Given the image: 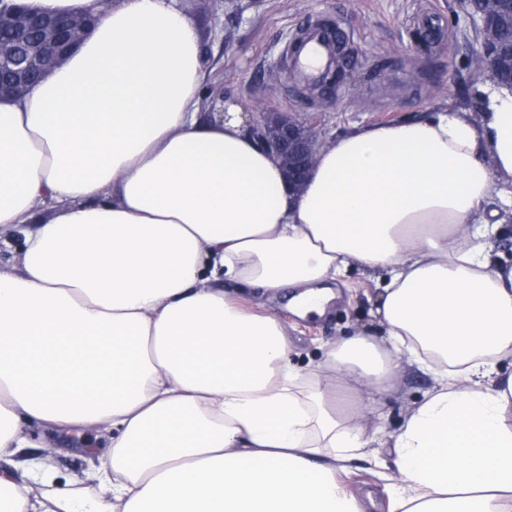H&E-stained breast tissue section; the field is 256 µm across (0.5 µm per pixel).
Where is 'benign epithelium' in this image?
I'll return each mask as SVG.
<instances>
[{"label":"benign epithelium","mask_w":512,"mask_h":512,"mask_svg":"<svg viewBox=\"0 0 512 512\" xmlns=\"http://www.w3.org/2000/svg\"><path fill=\"white\" fill-rule=\"evenodd\" d=\"M463 4L476 21L477 64L495 80L502 70L512 67V49L504 51L497 36L502 20L512 19V0H463ZM1 28L13 31L14 40L0 50V99L19 98L33 84V77H43L66 61L87 32L88 18L77 12L41 14L1 9ZM249 132L281 161L294 184L306 178L324 146L286 112L259 113Z\"/></svg>","instance_id":"7a95c632"}]
</instances>
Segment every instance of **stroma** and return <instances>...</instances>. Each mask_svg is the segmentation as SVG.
Segmentation results:
<instances>
[{"label": "stroma", "mask_w": 512, "mask_h": 512, "mask_svg": "<svg viewBox=\"0 0 512 512\" xmlns=\"http://www.w3.org/2000/svg\"><path fill=\"white\" fill-rule=\"evenodd\" d=\"M179 7L196 25L206 57L209 77L201 101L206 117L227 103L249 121L261 112H288L305 128L332 138L357 125L397 123L444 101L471 108L487 81L470 63L476 30L461 0H181ZM317 17L344 21L358 43L352 70L325 98L297 84L284 55L290 35ZM383 276L380 270L349 268L336 281L339 298L320 318L297 317L284 297H260L234 280L225 281L224 290L275 315L292 343L293 363L307 373L334 343L357 334L380 339L372 309ZM435 385L427 370L402 367L364 419V434L373 445L343 462L338 473L363 512H389L399 487L392 437ZM25 429L28 444L17 450L15 462L48 449L56 461L52 485L31 484L32 495L51 488L95 491L79 442H65L52 427L29 423Z\"/></svg>", "instance_id": "35a3bbf8"}]
</instances>
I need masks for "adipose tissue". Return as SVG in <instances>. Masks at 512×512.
<instances>
[{
	"label": "adipose tissue",
	"mask_w": 512,
	"mask_h": 512,
	"mask_svg": "<svg viewBox=\"0 0 512 512\" xmlns=\"http://www.w3.org/2000/svg\"><path fill=\"white\" fill-rule=\"evenodd\" d=\"M22 2L96 22L0 100V227L22 233L0 267V512H362L336 465L405 362L438 384L392 442L391 512H512V267L481 244L512 182V90L481 86L478 121L445 104L354 127L296 187L235 106L202 117L203 50L175 0ZM352 263L387 272L383 338L307 377L279 321L222 288H286L322 315ZM25 420L108 437L96 493L30 497L51 466L9 467Z\"/></svg>",
	"instance_id": "ef3b65f1"
}]
</instances>
